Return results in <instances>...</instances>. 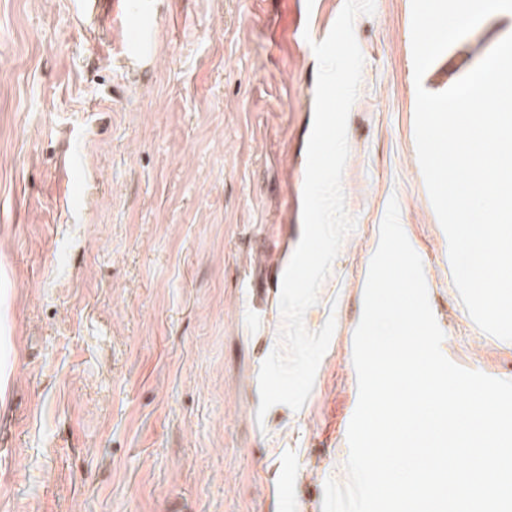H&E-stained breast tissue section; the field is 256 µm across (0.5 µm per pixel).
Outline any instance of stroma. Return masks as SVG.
<instances>
[{"label":"stroma","instance_id":"obj_1","mask_svg":"<svg viewBox=\"0 0 512 512\" xmlns=\"http://www.w3.org/2000/svg\"><path fill=\"white\" fill-rule=\"evenodd\" d=\"M111 0H0V512H322L346 483L354 333L390 198L455 364L512 380L453 282L415 142L505 36L496 12L415 81L411 0L357 16L342 187L356 227L308 330H335L300 410L258 418L300 241L317 59L344 0H152L131 73Z\"/></svg>","mask_w":512,"mask_h":512}]
</instances>
